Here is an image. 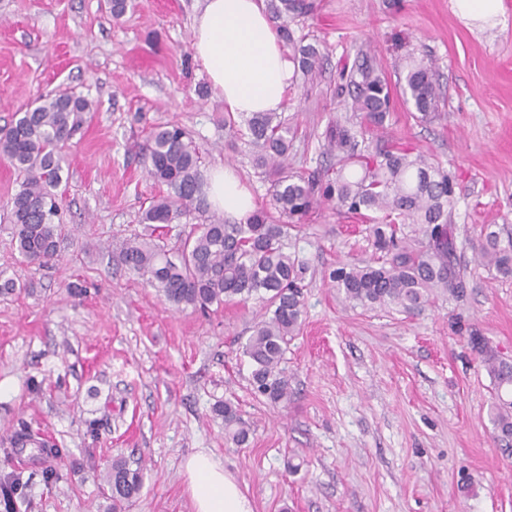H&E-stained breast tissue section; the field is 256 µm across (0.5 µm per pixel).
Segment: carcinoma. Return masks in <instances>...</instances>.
Returning <instances> with one entry per match:
<instances>
[{"mask_svg":"<svg viewBox=\"0 0 512 512\" xmlns=\"http://www.w3.org/2000/svg\"><path fill=\"white\" fill-rule=\"evenodd\" d=\"M283 47L306 82L321 74L325 55L319 44L295 36L297 19L314 14L318 0H267ZM338 91L358 123L339 120L323 132L321 154L329 160L310 171L288 168L294 130L280 112L224 114V126L244 133L254 148L253 167L269 182L268 203L233 224L211 219L193 224L181 238L177 259L160 239L137 235L125 242L119 262L138 274L177 308L207 313L212 307L257 301L264 319L242 346L251 365L253 393L271 405L288 403L291 388L284 364L291 342L302 330L305 315L307 260L290 251L292 232L314 210L328 206L366 225L373 253L363 263H339L328 279L344 302L366 310L392 309L413 317L441 297L464 295L466 273L457 256L455 227L450 219L457 200L456 176L430 157L385 138L393 89L370 59L344 61ZM399 93L416 118L431 120L443 99L432 66L413 63L399 72ZM92 102L73 92L45 95L16 114L0 135V158L24 176L8 201L12 241L24 262L45 267L58 256L64 232L59 222L56 190L62 183L60 146L78 129ZM149 178L166 192L141 211L143 224L165 229L207 209L201 156L177 127H156L143 145ZM479 265L502 278H512V228L483 225L473 243ZM495 390L490 412L494 439L512 454V360L488 343L473 339ZM224 418L225 435L246 444L250 427L233 401L213 408ZM12 451L35 448L50 458L57 445L18 420L8 436ZM112 512L139 496L141 469L116 458L103 476ZM27 483L19 474L4 476V512H13V497Z\"/></svg>","mask_w":512,"mask_h":512,"instance_id":"obj_1","label":"carcinoma"}]
</instances>
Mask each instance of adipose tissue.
Listing matches in <instances>:
<instances>
[{
  "label": "adipose tissue",
  "instance_id": "1",
  "mask_svg": "<svg viewBox=\"0 0 512 512\" xmlns=\"http://www.w3.org/2000/svg\"><path fill=\"white\" fill-rule=\"evenodd\" d=\"M191 49L224 108L233 114L280 111L294 76L264 0H203ZM212 208L243 217L253 197L234 170L211 171L206 188ZM194 512H253L222 464L198 452L185 462Z\"/></svg>",
  "mask_w": 512,
  "mask_h": 512
}]
</instances>
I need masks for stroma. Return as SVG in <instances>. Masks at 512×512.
I'll return each instance as SVG.
<instances>
[{
  "label": "stroma",
  "mask_w": 512,
  "mask_h": 512,
  "mask_svg": "<svg viewBox=\"0 0 512 512\" xmlns=\"http://www.w3.org/2000/svg\"><path fill=\"white\" fill-rule=\"evenodd\" d=\"M201 6L133 0L116 21L107 0H0V128L58 91L94 107L62 150L69 233L52 265L22 264L11 244L6 202L21 177L0 160V271L35 283L34 294L0 295V437L22 419L61 450L52 461L19 457L29 481L20 512H109L96 472L116 457L144 468L125 512H193L184 463L199 451L254 512H512V456L493 438L491 380L464 331L512 358V279L477 266L471 245L480 225H512V0L480 23L454 0H321L300 19L297 35L319 42L325 60L283 105L297 130L291 168L323 164L321 134L348 116L336 94L344 59L366 53L392 83L405 59L432 63L442 112L421 122L395 103L385 134L456 173L452 222L470 277L464 301L414 317L350 308L326 274L368 260L372 245L355 219L312 214L295 240L310 270L284 407L250 390L241 346L263 317L258 304L179 310L118 261L145 232L142 201L160 192L140 152L155 127L182 128L202 174L230 166L255 204L267 201L249 146L227 135L224 102L192 57ZM227 398L251 427L246 445L226 438L213 412ZM49 467L59 474L50 483Z\"/></svg>",
  "instance_id": "obj_1"
}]
</instances>
